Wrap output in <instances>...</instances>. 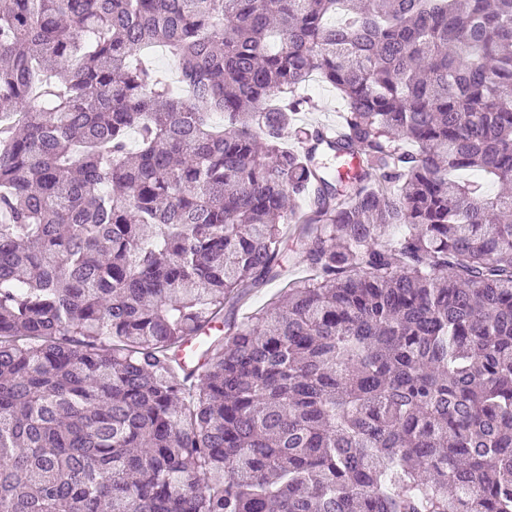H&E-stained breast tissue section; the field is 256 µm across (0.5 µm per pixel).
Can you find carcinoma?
Instances as JSON below:
<instances>
[{
  "instance_id": "cac0c4a2",
  "label": "carcinoma",
  "mask_w": 512,
  "mask_h": 512,
  "mask_svg": "<svg viewBox=\"0 0 512 512\" xmlns=\"http://www.w3.org/2000/svg\"><path fill=\"white\" fill-rule=\"evenodd\" d=\"M473 169L512 182V0L1 5L0 512H512V193ZM290 243L311 277L224 319ZM304 94L308 102L297 113V122L300 126H331L337 129L341 125L345 104L335 88L322 81L320 77L313 76Z\"/></svg>"
}]
</instances>
